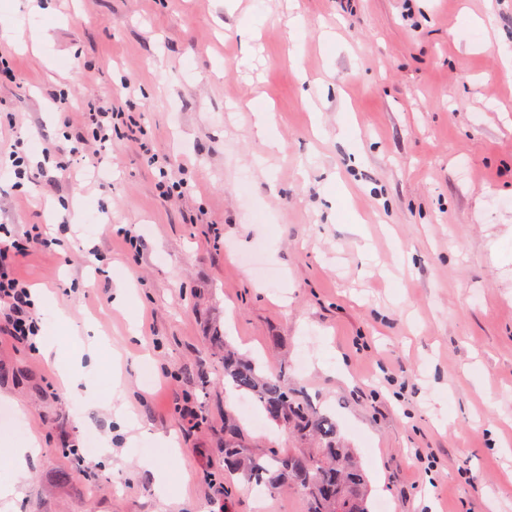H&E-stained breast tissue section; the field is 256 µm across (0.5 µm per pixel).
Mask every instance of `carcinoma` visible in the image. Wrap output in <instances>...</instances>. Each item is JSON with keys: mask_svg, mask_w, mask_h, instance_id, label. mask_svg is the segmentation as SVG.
I'll list each match as a JSON object with an SVG mask.
<instances>
[{"mask_svg": "<svg viewBox=\"0 0 512 512\" xmlns=\"http://www.w3.org/2000/svg\"><path fill=\"white\" fill-rule=\"evenodd\" d=\"M224 382L249 394L267 418L288 429L300 447L265 454L242 440L231 411L224 417V469L239 471L248 486L275 490L284 484L303 495L307 512H373L370 484L353 448L336 421L288 388L279 372L263 374L255 361L224 345Z\"/></svg>", "mask_w": 512, "mask_h": 512, "instance_id": "1", "label": "carcinoma"}]
</instances>
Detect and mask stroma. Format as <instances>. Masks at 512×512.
<instances>
[{
    "instance_id": "35a3bbf8",
    "label": "stroma",
    "mask_w": 512,
    "mask_h": 512,
    "mask_svg": "<svg viewBox=\"0 0 512 512\" xmlns=\"http://www.w3.org/2000/svg\"><path fill=\"white\" fill-rule=\"evenodd\" d=\"M7 7L50 44L0 45L16 74L0 82V150L18 141L39 161L62 120L111 106L129 83L159 165L185 188L160 196L127 131L95 180L75 163L19 189L0 168V225L47 224L61 240L31 250L20 275L121 355L119 372L91 374L95 397L74 401L40 353L0 341V484L14 449L39 444L0 512H219L209 474L223 467L225 408L253 451L290 443L225 387L219 336L287 366L389 512H512V0ZM259 112L276 147L254 134ZM120 280L135 293L116 310ZM186 398L203 426L177 411ZM90 434L101 451L82 474L65 451ZM167 439L181 466L168 467ZM226 485L235 512H306L294 490Z\"/></svg>"
}]
</instances>
